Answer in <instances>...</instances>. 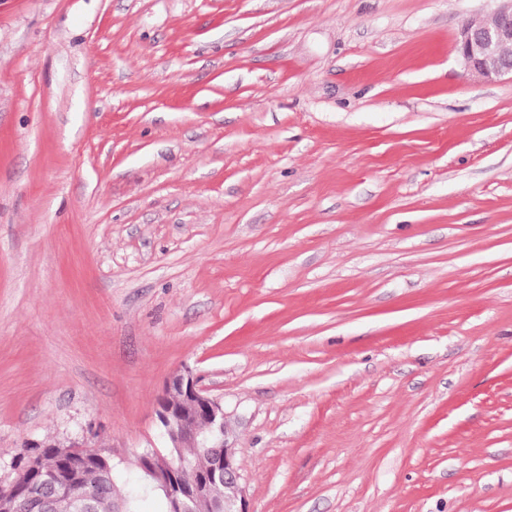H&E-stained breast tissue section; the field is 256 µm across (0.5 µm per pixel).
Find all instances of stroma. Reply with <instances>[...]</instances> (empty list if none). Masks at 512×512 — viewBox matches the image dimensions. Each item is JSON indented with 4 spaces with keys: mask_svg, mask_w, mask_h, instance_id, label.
Segmentation results:
<instances>
[{
    "mask_svg": "<svg viewBox=\"0 0 512 512\" xmlns=\"http://www.w3.org/2000/svg\"><path fill=\"white\" fill-rule=\"evenodd\" d=\"M494 0H0V486L126 473L190 368L251 512H512ZM494 1L497 6L490 17L464 21L454 46L467 73L484 81L512 78V0ZM505 46L509 56L503 54Z\"/></svg>",
    "mask_w": 512,
    "mask_h": 512,
    "instance_id": "35a3bbf8",
    "label": "stroma"
}]
</instances>
